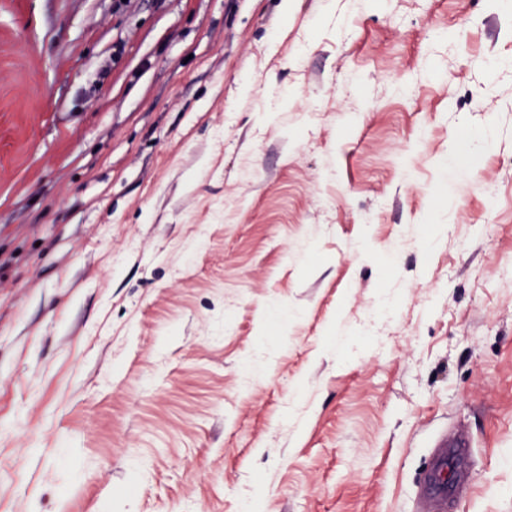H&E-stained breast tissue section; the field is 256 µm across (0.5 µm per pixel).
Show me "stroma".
<instances>
[{
	"instance_id": "stroma-1",
	"label": "stroma",
	"mask_w": 512,
	"mask_h": 512,
	"mask_svg": "<svg viewBox=\"0 0 512 512\" xmlns=\"http://www.w3.org/2000/svg\"><path fill=\"white\" fill-rule=\"evenodd\" d=\"M0 0V512H512V17ZM426 469L421 477L419 499L426 507L413 506L416 512H447L457 501L456 482L463 475L464 461L467 456L468 441L461 433L448 440V431L442 432L436 439ZM455 479H449V474Z\"/></svg>"
}]
</instances>
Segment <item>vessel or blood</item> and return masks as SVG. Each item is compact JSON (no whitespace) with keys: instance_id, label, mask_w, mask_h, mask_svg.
<instances>
[{"instance_id":"1","label":"vessel or blood","mask_w":512,"mask_h":512,"mask_svg":"<svg viewBox=\"0 0 512 512\" xmlns=\"http://www.w3.org/2000/svg\"><path fill=\"white\" fill-rule=\"evenodd\" d=\"M467 448L464 435L451 438L443 433L437 437L435 450L421 477L419 497L423 505L416 512H448L455 505L456 480L463 474Z\"/></svg>"}]
</instances>
